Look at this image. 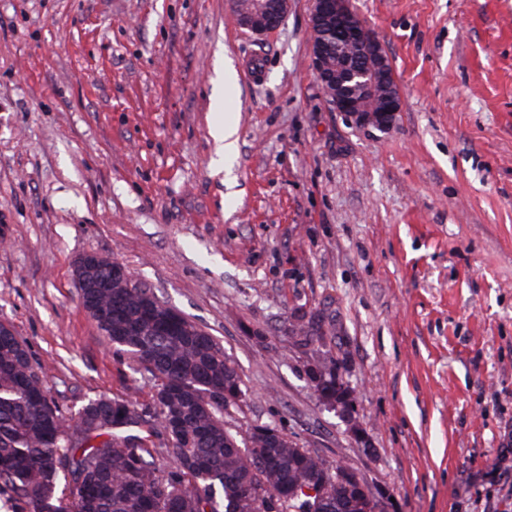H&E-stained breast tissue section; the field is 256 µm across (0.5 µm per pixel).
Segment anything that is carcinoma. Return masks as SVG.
Returning a JSON list of instances; mask_svg holds the SVG:
<instances>
[{
    "mask_svg": "<svg viewBox=\"0 0 512 512\" xmlns=\"http://www.w3.org/2000/svg\"><path fill=\"white\" fill-rule=\"evenodd\" d=\"M78 291L153 392L142 400L137 386L65 407L0 324V497L12 512H358L363 479L343 476L276 426H253L244 438L226 428L242 392L234 361L152 288L114 278ZM292 333L320 346L308 372L319 398L347 401L321 317L303 313Z\"/></svg>",
    "mask_w": 512,
    "mask_h": 512,
    "instance_id": "1",
    "label": "carcinoma"
}]
</instances>
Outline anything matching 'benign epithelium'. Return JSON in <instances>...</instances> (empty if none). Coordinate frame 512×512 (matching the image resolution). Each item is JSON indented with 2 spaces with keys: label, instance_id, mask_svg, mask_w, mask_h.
<instances>
[{
  "label": "benign epithelium",
  "instance_id": "benign-epithelium-1",
  "mask_svg": "<svg viewBox=\"0 0 512 512\" xmlns=\"http://www.w3.org/2000/svg\"><path fill=\"white\" fill-rule=\"evenodd\" d=\"M278 2L277 11L271 12L266 7V0H255V8L252 11L236 13L238 26L257 36L275 31L285 21L289 8V0ZM332 18L336 19L338 38L348 44L369 32V28L353 11L351 0H313L311 25L322 24ZM326 57L325 43L313 40L309 65L336 111L344 113L360 127L384 128L392 123L396 114L403 108L400 93L385 96L377 107L369 110L349 93L352 83L359 78V75L349 70V61L338 57L336 67L330 68L326 64Z\"/></svg>",
  "mask_w": 512,
  "mask_h": 512
}]
</instances>
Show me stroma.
Returning a JSON list of instances; mask_svg holds the SVG:
<instances>
[{
	"label": "stroma",
	"instance_id": "35a3bbf8",
	"mask_svg": "<svg viewBox=\"0 0 512 512\" xmlns=\"http://www.w3.org/2000/svg\"><path fill=\"white\" fill-rule=\"evenodd\" d=\"M352 5L404 101L386 129L328 103L311 0L260 37L233 0H0V322L59 403L126 393L74 275L117 260L236 362L232 429L342 462L378 512H512V0ZM310 310L350 415L308 381ZM236 127L225 120H217L212 124L211 136L217 143V154L220 156L231 155L236 151ZM293 325L292 333L306 346L318 343L321 348L326 347L327 331L323 320L314 312H304Z\"/></svg>",
	"mask_w": 512,
	"mask_h": 512
}]
</instances>
